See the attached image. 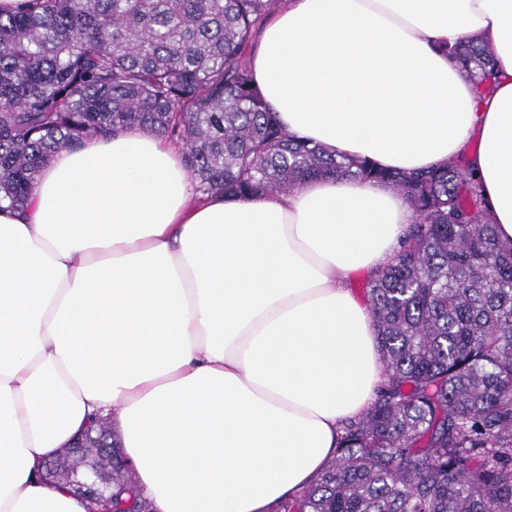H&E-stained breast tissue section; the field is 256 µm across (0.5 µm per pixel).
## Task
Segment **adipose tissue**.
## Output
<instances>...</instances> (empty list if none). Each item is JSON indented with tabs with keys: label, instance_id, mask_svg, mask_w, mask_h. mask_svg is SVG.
<instances>
[{
	"label": "adipose tissue",
	"instance_id": "ef3b65f1",
	"mask_svg": "<svg viewBox=\"0 0 512 512\" xmlns=\"http://www.w3.org/2000/svg\"><path fill=\"white\" fill-rule=\"evenodd\" d=\"M494 55L482 92L448 57ZM288 132L402 171L466 158L512 239V0H283L251 47ZM415 214L379 183L200 199L181 152L141 129L43 166L0 207V512H89L40 471L113 414L155 512H272L336 453L385 379L351 277Z\"/></svg>",
	"mask_w": 512,
	"mask_h": 512
}]
</instances>
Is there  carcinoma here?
<instances>
[{
    "label": "carcinoma",
    "mask_w": 512,
    "mask_h": 512,
    "mask_svg": "<svg viewBox=\"0 0 512 512\" xmlns=\"http://www.w3.org/2000/svg\"><path fill=\"white\" fill-rule=\"evenodd\" d=\"M277 3L30 0L0 14V199L24 207L54 153L133 127L182 145L201 195L286 194L330 172L391 188L417 220L366 282L386 380L278 512H512V242L461 160L387 171L279 124L248 54ZM451 57L489 90V47ZM112 489L114 506L153 512L131 469H112Z\"/></svg>",
    "instance_id": "obj_1"
}]
</instances>
